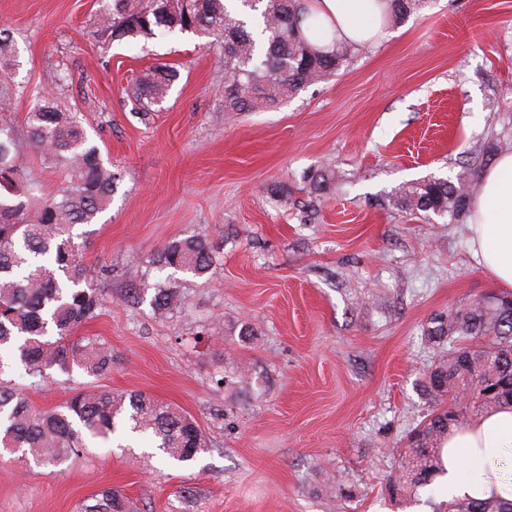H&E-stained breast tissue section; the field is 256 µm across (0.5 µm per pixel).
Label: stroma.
<instances>
[{
    "label": "stroma",
    "mask_w": 512,
    "mask_h": 512,
    "mask_svg": "<svg viewBox=\"0 0 512 512\" xmlns=\"http://www.w3.org/2000/svg\"><path fill=\"white\" fill-rule=\"evenodd\" d=\"M100 8L0 0L27 90L7 107L15 127L50 91L124 174L83 227L107 301L78 333L111 346V373L35 382L16 364L11 377L39 408L82 386L152 397L191 415L207 448L178 462L135 434L92 439L52 469L0 448V512H78L106 487L138 512H340V491L348 512H432L382 492L429 410L416 382L435 350L422 330L501 288L465 224L391 198L455 178L480 143L512 153V0H425L335 76L231 114L223 52L189 33L110 40ZM157 62L178 76L146 111L131 87ZM324 168L342 179L317 199L304 176ZM186 236L223 263L203 278L175 273L184 305L156 315L158 254Z\"/></svg>",
    "instance_id": "stroma-1"
}]
</instances>
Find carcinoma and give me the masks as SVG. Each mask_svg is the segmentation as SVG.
I'll list each match as a JSON object with an SVG mask.
<instances>
[{
	"label": "carcinoma",
	"instance_id": "obj_1",
	"mask_svg": "<svg viewBox=\"0 0 512 512\" xmlns=\"http://www.w3.org/2000/svg\"><path fill=\"white\" fill-rule=\"evenodd\" d=\"M422 0H389V14L399 23ZM306 0H109L100 11L101 32L114 40L164 37L176 31L208 38L224 49V111L271 109L305 85L336 74L355 46L336 41L320 46L309 31L321 30ZM15 50L0 30V106L19 88L13 80ZM177 78L168 63L144 70L133 97L146 109L162 102ZM29 144L45 149L66 174L50 196H39L20 150L14 124L0 114V351L19 359L31 378L57 369L100 377L112 371V349L95 336L76 331L95 318L104 296L84 263L86 244L75 226L92 224L105 211L122 180L120 169L103 162L99 146L76 116L61 111L53 96L39 95L24 117ZM498 144L489 142L476 167L455 179L428 178L406 184L392 205L411 213H432L449 223L463 222L480 190L478 171L489 164ZM310 193L320 195L336 183V172L304 175ZM220 260L208 243L175 239L160 251L158 262L194 278L208 275ZM152 305L163 315L183 305L177 289L155 288ZM425 340L439 350L419 382L429 406L407 435L395 473L384 492L391 498L436 495L435 479L448 432L466 414L512 405V294L491 295L464 309L433 318ZM0 362V447L16 448L21 457L55 468L87 448V438H109L118 422L152 434L169 458L186 462L207 448L196 421L170 405L141 394L128 397L110 390L80 389L61 404L39 409L3 378ZM80 512H132L129 498L103 488ZM433 512H512V502L474 501L467 497L441 502Z\"/></svg>",
	"mask_w": 512,
	"mask_h": 512
}]
</instances>
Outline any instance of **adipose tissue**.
Here are the masks:
<instances>
[{
  "label": "adipose tissue",
  "instance_id": "1",
  "mask_svg": "<svg viewBox=\"0 0 512 512\" xmlns=\"http://www.w3.org/2000/svg\"><path fill=\"white\" fill-rule=\"evenodd\" d=\"M321 25L337 40L356 45L374 42L385 24L386 0H310ZM482 188L471 205L468 224L473 253L492 278L512 288V153L480 175ZM512 449V406L479 415L448 434L442 451V482L448 496L475 501L512 500L496 467Z\"/></svg>",
  "mask_w": 512,
  "mask_h": 512
}]
</instances>
